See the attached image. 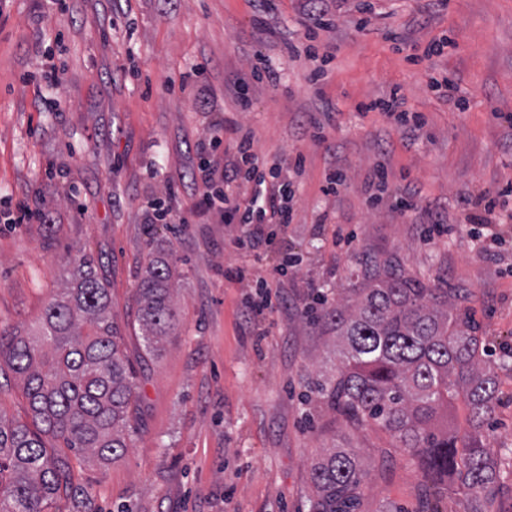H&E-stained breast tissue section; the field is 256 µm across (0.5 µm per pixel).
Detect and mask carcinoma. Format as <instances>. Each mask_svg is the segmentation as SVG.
<instances>
[{
	"mask_svg": "<svg viewBox=\"0 0 512 512\" xmlns=\"http://www.w3.org/2000/svg\"><path fill=\"white\" fill-rule=\"evenodd\" d=\"M35 334L0 331V362L23 382L29 422L0 414V512H47L72 484L69 453L103 463L121 458L138 408L136 376L120 330L107 316L109 288L86 255L69 259ZM175 267L152 258L139 288V325L156 352L178 322ZM460 292L406 276L391 259L367 256L361 281L322 308L333 337L336 376L317 392L354 423L373 422L416 460L427 479L419 512H440L445 496L469 495L466 512H490L512 480L482 430L498 402L496 373L478 327L460 313ZM468 431L448 430L456 402ZM62 448L46 446V439ZM365 477L357 455L331 448L310 471L309 512H357Z\"/></svg>",
	"mask_w": 512,
	"mask_h": 512,
	"instance_id": "1",
	"label": "carcinoma"
}]
</instances>
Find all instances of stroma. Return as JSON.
<instances>
[{
	"label": "stroma",
	"mask_w": 512,
	"mask_h": 512,
	"mask_svg": "<svg viewBox=\"0 0 512 512\" xmlns=\"http://www.w3.org/2000/svg\"><path fill=\"white\" fill-rule=\"evenodd\" d=\"M362 2L334 0L330 28L312 38L300 24L310 0L0 8V329L35 330L68 258L87 255L137 373L124 456L72 457L73 491L57 512H308L311 467L333 446L353 449L367 472L359 512H418L421 471L387 433L351 425L314 389L335 376L336 351L310 320L312 293L335 300L366 252L462 292L499 379L483 435L491 449L512 447V365L500 364L512 347V0H370L367 12ZM49 66L58 86L42 79ZM256 66L279 81L255 80ZM446 74L465 109L430 89ZM395 88L412 122L363 111ZM217 124L220 153L235 154V128L249 131L295 192L291 224L272 226L258 257L235 249L239 225L179 221ZM377 169L385 184H373ZM171 186L170 218L146 223ZM27 195L56 223H11ZM403 196L414 208L399 207ZM484 197L503 221L477 238L460 201ZM433 219L454 232L426 239ZM157 254L177 270L179 324L150 355L139 284ZM286 255L297 265L281 276ZM229 268L244 279H226ZM260 278L272 304L253 317Z\"/></svg>",
	"instance_id": "1"
}]
</instances>
